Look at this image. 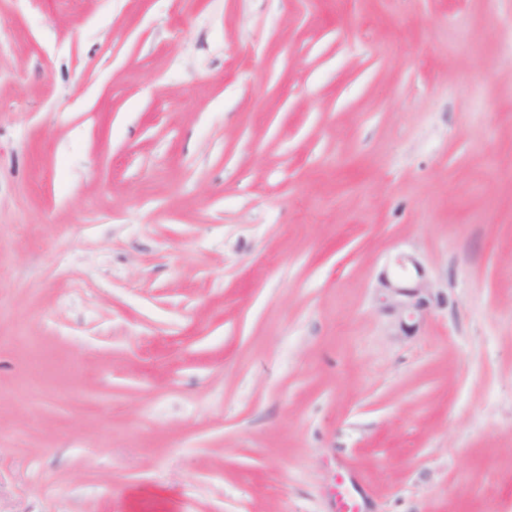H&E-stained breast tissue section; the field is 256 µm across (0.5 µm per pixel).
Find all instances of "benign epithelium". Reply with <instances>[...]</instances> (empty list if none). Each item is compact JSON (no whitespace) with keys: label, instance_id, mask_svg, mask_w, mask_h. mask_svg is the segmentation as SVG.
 <instances>
[{"label":"benign epithelium","instance_id":"obj_1","mask_svg":"<svg viewBox=\"0 0 512 512\" xmlns=\"http://www.w3.org/2000/svg\"><path fill=\"white\" fill-rule=\"evenodd\" d=\"M394 266L395 272L380 275L375 302L390 317L391 335L401 338L416 333L431 311L448 306V293L427 274L418 256L401 254Z\"/></svg>","mask_w":512,"mask_h":512}]
</instances>
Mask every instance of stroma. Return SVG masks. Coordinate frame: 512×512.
<instances>
[{
	"label": "stroma",
	"mask_w": 512,
	"mask_h": 512,
	"mask_svg": "<svg viewBox=\"0 0 512 512\" xmlns=\"http://www.w3.org/2000/svg\"><path fill=\"white\" fill-rule=\"evenodd\" d=\"M341 491L512 512V0H0V512ZM395 272L380 275L375 302L390 317L391 336L401 338L416 333L425 317L448 306V292L439 288L418 256L401 254L394 261Z\"/></svg>",
	"instance_id": "1"
}]
</instances>
